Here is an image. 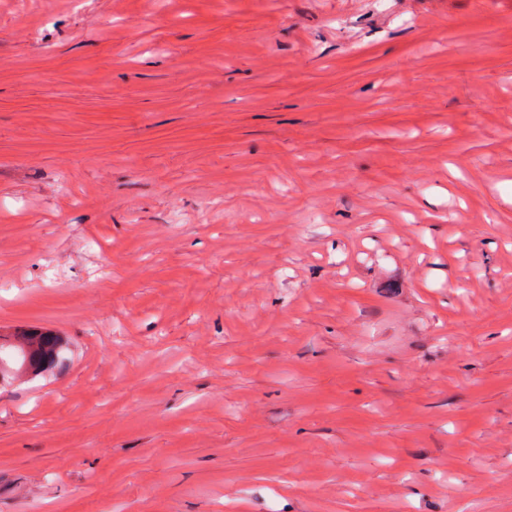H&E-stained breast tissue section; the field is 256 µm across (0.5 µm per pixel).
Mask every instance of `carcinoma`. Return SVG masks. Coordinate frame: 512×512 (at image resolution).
<instances>
[{"label":"carcinoma","instance_id":"1","mask_svg":"<svg viewBox=\"0 0 512 512\" xmlns=\"http://www.w3.org/2000/svg\"><path fill=\"white\" fill-rule=\"evenodd\" d=\"M62 351L60 336L49 329L0 334V382L49 371L61 360Z\"/></svg>","mask_w":512,"mask_h":512}]
</instances>
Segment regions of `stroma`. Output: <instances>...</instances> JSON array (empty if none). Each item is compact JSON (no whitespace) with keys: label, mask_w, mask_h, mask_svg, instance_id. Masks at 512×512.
<instances>
[{"label":"stroma","mask_w":512,"mask_h":512,"mask_svg":"<svg viewBox=\"0 0 512 512\" xmlns=\"http://www.w3.org/2000/svg\"><path fill=\"white\" fill-rule=\"evenodd\" d=\"M0 512H512V0H0ZM62 351L61 338L53 330L21 329L9 336L0 333V382L49 371L61 360Z\"/></svg>","instance_id":"obj_1"}]
</instances>
